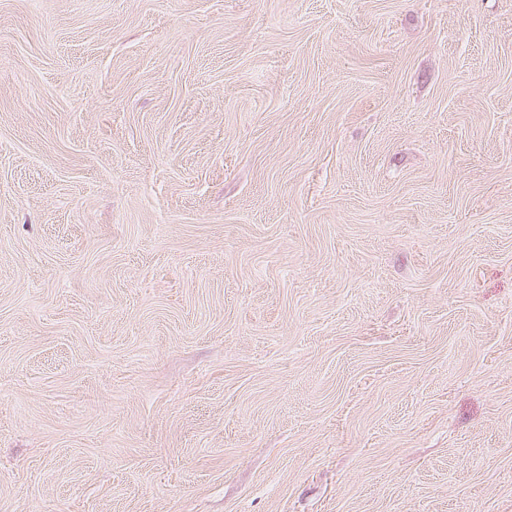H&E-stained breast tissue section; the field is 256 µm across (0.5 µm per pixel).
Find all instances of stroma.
Masks as SVG:
<instances>
[{"instance_id": "1", "label": "stroma", "mask_w": 512, "mask_h": 512, "mask_svg": "<svg viewBox=\"0 0 512 512\" xmlns=\"http://www.w3.org/2000/svg\"><path fill=\"white\" fill-rule=\"evenodd\" d=\"M0 512H512V0H0Z\"/></svg>"}]
</instances>
